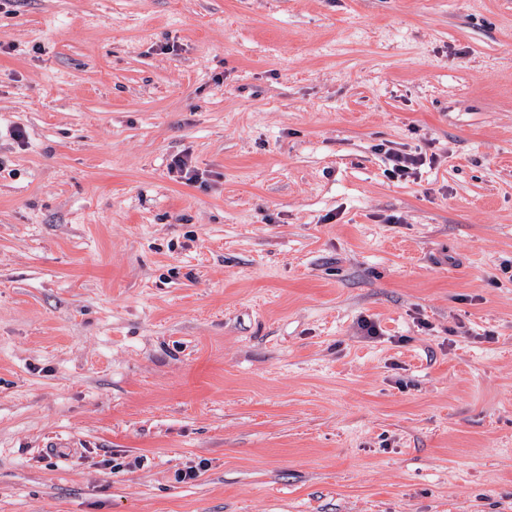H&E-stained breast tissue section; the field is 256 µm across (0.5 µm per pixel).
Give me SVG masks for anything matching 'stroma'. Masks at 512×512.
<instances>
[{
  "instance_id": "stroma-1",
  "label": "stroma",
  "mask_w": 512,
  "mask_h": 512,
  "mask_svg": "<svg viewBox=\"0 0 512 512\" xmlns=\"http://www.w3.org/2000/svg\"><path fill=\"white\" fill-rule=\"evenodd\" d=\"M0 512H512V0H0ZM388 160L391 163L390 176L396 179H407L415 175L419 165H422V154L390 152Z\"/></svg>"
}]
</instances>
